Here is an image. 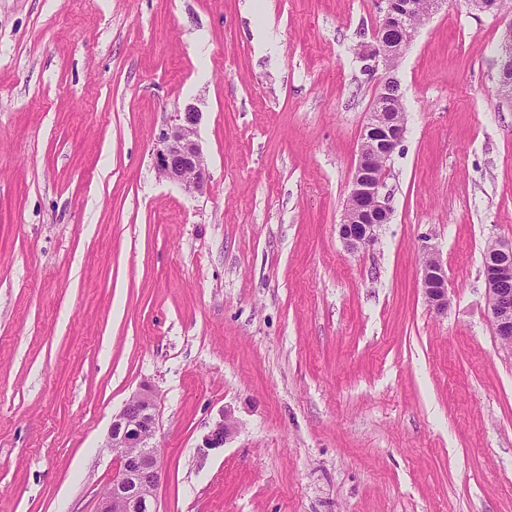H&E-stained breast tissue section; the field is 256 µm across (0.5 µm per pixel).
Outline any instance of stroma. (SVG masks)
<instances>
[{
	"label": "stroma",
	"instance_id": "obj_1",
	"mask_svg": "<svg viewBox=\"0 0 512 512\" xmlns=\"http://www.w3.org/2000/svg\"><path fill=\"white\" fill-rule=\"evenodd\" d=\"M381 0H0V512H97L104 439L158 402L160 512H512V8L443 0L395 72L375 244L337 231ZM196 104L205 193L152 149ZM448 274V313L423 295ZM239 422L201 451L225 409ZM499 90L512 96V26L505 31L499 47ZM491 244L484 257L486 302L495 336L511 348L512 290L504 288V284L512 279V240ZM422 288L431 309L440 315L447 314L448 277L440 262L431 260L423 267Z\"/></svg>",
	"mask_w": 512,
	"mask_h": 512
}]
</instances>
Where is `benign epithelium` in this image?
Wrapping results in <instances>:
<instances>
[{
    "label": "benign epithelium",
    "instance_id": "benign-epithelium-1",
    "mask_svg": "<svg viewBox=\"0 0 512 512\" xmlns=\"http://www.w3.org/2000/svg\"><path fill=\"white\" fill-rule=\"evenodd\" d=\"M412 0H385L382 18L371 43L363 46L361 58L370 71L384 66L376 99L381 111L368 113L365 127H387L381 147L362 139L338 233L345 247L358 251L377 239V224H365L367 216L381 215L389 222L390 196L383 193L387 162L403 140L405 113L391 115L395 98L388 87L398 85L390 76L388 63L400 61L413 42L419 26L412 21ZM499 90L512 96V26L505 31L499 47ZM202 112L189 103L171 113L158 134L154 149V169L160 180L173 183L190 195L202 194L208 186V173L200 141ZM486 302L495 336L512 347V290L504 284L512 280V240L496 241L484 257ZM422 288L427 303L436 313H448V277L440 262L423 267ZM158 422L157 398L149 389L136 392L122 409L112 415L105 447L112 453V481L99 495L97 512H159L157 489L161 480L160 456L153 439ZM237 429L233 412L224 411L202 439L201 447L221 448Z\"/></svg>",
    "mask_w": 512,
    "mask_h": 512
}]
</instances>
